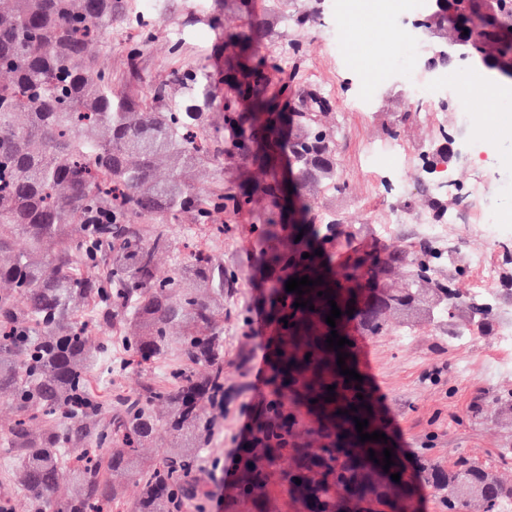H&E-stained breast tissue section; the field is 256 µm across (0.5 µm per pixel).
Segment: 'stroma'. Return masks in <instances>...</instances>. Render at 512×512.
I'll list each match as a JSON object with an SVG mask.
<instances>
[{
	"mask_svg": "<svg viewBox=\"0 0 512 512\" xmlns=\"http://www.w3.org/2000/svg\"><path fill=\"white\" fill-rule=\"evenodd\" d=\"M253 5L255 13L267 16L272 24L265 51L286 58L291 40L303 42L298 83L320 87L331 101L339 128L336 161L346 189L340 194L319 193L318 213L336 214L352 228L369 225L370 232L363 240L368 247L417 245L416 226L428 213L423 201L432 180L422 155L439 147L440 132H455V110L438 112L433 104L416 101L397 73L388 74L370 101L360 99L361 70L347 65L336 44L352 39L364 68L380 69L389 56V26L362 30L354 36L337 28L300 31L288 25L292 5H280L276 0H253ZM245 22L243 14L228 12L221 26L201 27V38L188 46L186 60L205 55L223 58L225 29ZM471 111L475 123L490 131L492 142L499 145L497 159L485 166V191L491 195L502 179L512 176V132L496 123V104L477 96ZM395 145L401 152L395 165L374 168L363 159L364 147L386 152ZM390 209L400 210L405 221L385 232L381 226ZM252 222L251 215L240 214L224 236V266L235 271L238 280L235 287L224 291V421L209 448L201 453V463L210 474L205 512H224L219 498L234 476L230 454L242 443L240 409L257 406L260 394L269 390L268 369L262 360L250 357L254 337L269 334L258 257L249 250ZM443 232L455 241L464 258H471L476 251L491 256L498 270L494 289L504 294L512 290V263L505 258V247L512 244V223L502 225L493 238L485 237L474 224L447 223ZM246 313L251 316L247 326L242 323ZM368 342L371 372L364 385L377 415L387 422L389 443L407 455L409 471H416L424 458L444 468L463 458L499 466L500 449L512 448V424L471 420L477 406L499 392L512 390V372L497 371L501 362L512 360V351L502 347L499 336L477 333L455 347L443 341L433 323L422 321L409 333L396 329L385 336L369 337ZM169 366V360L163 359L151 369L131 368L117 375L100 363L92 375L91 389L107 406L118 397L137 392L146 380L163 379Z\"/></svg>",
	"mask_w": 512,
	"mask_h": 512,
	"instance_id": "1",
	"label": "stroma"
}]
</instances>
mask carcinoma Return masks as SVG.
<instances>
[{
  "mask_svg": "<svg viewBox=\"0 0 512 512\" xmlns=\"http://www.w3.org/2000/svg\"><path fill=\"white\" fill-rule=\"evenodd\" d=\"M317 2L288 19L322 25ZM168 4L0 0V395L18 413L6 438L11 473L32 512L59 488L65 455L81 494L64 512H114L126 506L130 480L140 495L129 512H203L198 459L224 416V289L236 280L224 269V219L250 211L268 285L271 394L224 489V512H405L416 485L398 456L387 472L376 463L382 443L360 442L354 418L368 420L365 433L380 427L326 339L333 329L348 337L351 321L384 336L391 319L414 317L439 323L455 345L497 330L512 292H459L452 281L466 267L428 240L375 256L354 244L363 228L346 233L334 216L311 217L309 191L346 190L338 128L323 121L330 100L321 88H296V69L259 51L269 22L250 13L249 0H198L168 43L178 61L201 18L236 10L248 22L224 34L222 65L200 59L143 79L141 52ZM420 18L441 42L468 31L472 57L507 81L496 67L512 62V0H493L488 14L449 0ZM114 22L135 31L119 91L108 65ZM234 155L246 175L226 186L224 157ZM288 168L291 192L281 180ZM459 203L432 189L435 217ZM305 275L323 283L301 296L286 291L289 278ZM327 294L342 312L334 328ZM299 297L314 309L294 307ZM115 330L125 368L175 352L182 360L107 413L88 386ZM161 429L175 446L148 461L143 446ZM420 473L446 512H504L512 500V486L489 467L461 460L445 469L425 458Z\"/></svg>",
  "mask_w": 512,
  "mask_h": 512,
  "instance_id": "carcinoma-1",
  "label": "carcinoma"
}]
</instances>
